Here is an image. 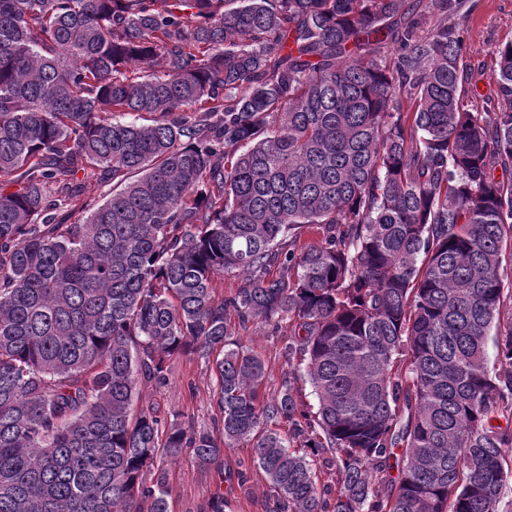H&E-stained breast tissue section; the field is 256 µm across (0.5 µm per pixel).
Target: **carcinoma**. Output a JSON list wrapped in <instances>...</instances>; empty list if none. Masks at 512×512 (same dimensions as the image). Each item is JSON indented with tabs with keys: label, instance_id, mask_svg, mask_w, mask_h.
I'll use <instances>...</instances> for the list:
<instances>
[{
	"label": "carcinoma",
	"instance_id": "1",
	"mask_svg": "<svg viewBox=\"0 0 512 512\" xmlns=\"http://www.w3.org/2000/svg\"><path fill=\"white\" fill-rule=\"evenodd\" d=\"M467 4L0 0V512H173L244 443L263 512H499L512 41L473 111ZM234 319L288 330L276 395ZM191 354L211 430L137 405ZM219 468L202 470L189 462L178 465L169 474L176 503L173 512H204L220 485Z\"/></svg>",
	"mask_w": 512,
	"mask_h": 512
}]
</instances>
